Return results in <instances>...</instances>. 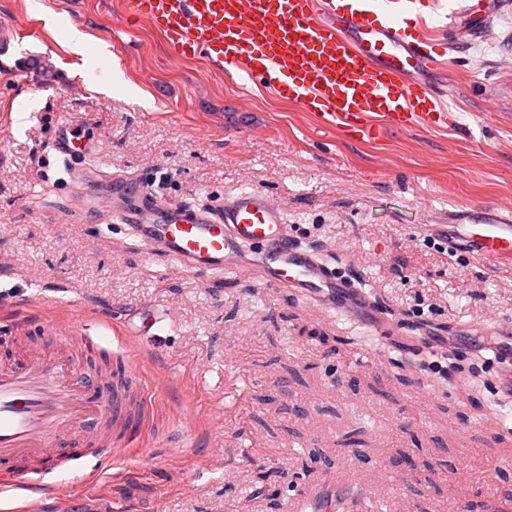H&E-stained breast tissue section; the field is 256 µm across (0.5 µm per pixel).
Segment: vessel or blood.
<instances>
[{"label":"vessel or blood","mask_w":512,"mask_h":512,"mask_svg":"<svg viewBox=\"0 0 512 512\" xmlns=\"http://www.w3.org/2000/svg\"><path fill=\"white\" fill-rule=\"evenodd\" d=\"M418 0H126L125 13L148 20L173 59H206L225 72L270 89L344 135L367 142L389 131L447 129L453 112L432 86L443 68L426 28L406 33L402 17ZM77 119L60 128L57 148L86 151ZM135 234L177 268L221 270L244 246L258 248L265 280L335 300L343 286L316 257L288 241L281 209L252 189L225 201L220 213L185 209L157 198L123 216ZM449 249L512 260V217L452 231ZM149 392L126 355L112 377L84 368L72 377L62 358L29 349L0 361V512H43L59 488L46 475L130 456L148 420ZM293 512H363L359 500L328 501Z\"/></svg>","instance_id":"b4317fda"}]
</instances>
